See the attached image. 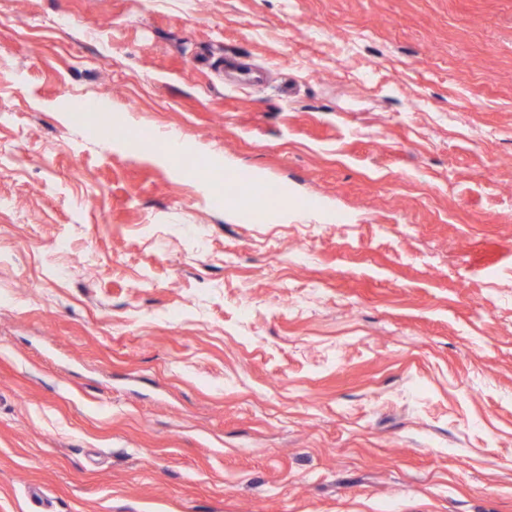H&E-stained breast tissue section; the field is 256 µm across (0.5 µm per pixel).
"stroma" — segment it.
<instances>
[{
  "label": "stroma",
  "mask_w": 512,
  "mask_h": 512,
  "mask_svg": "<svg viewBox=\"0 0 512 512\" xmlns=\"http://www.w3.org/2000/svg\"><path fill=\"white\" fill-rule=\"evenodd\" d=\"M0 512H512V0H0ZM234 187L238 194L245 196L252 204V213L257 216H260L265 212L267 195L275 188L269 184H262L258 187L253 186L247 181L244 175L241 177H238V175L236 176Z\"/></svg>",
  "instance_id": "stroma-1"
}]
</instances>
